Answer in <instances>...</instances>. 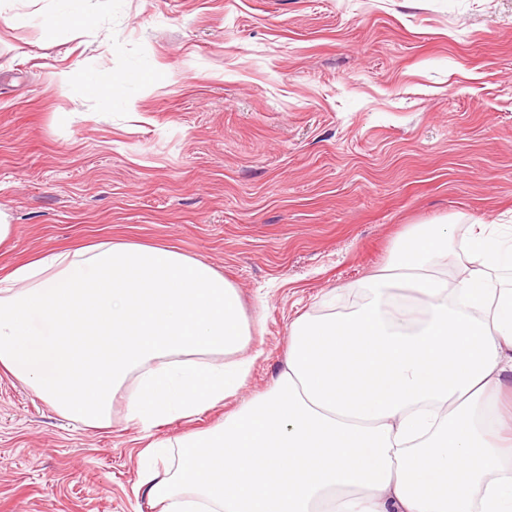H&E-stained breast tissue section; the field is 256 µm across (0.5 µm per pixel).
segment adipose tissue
I'll list each match as a JSON object with an SVG mask.
<instances>
[{"label":"adipose tissue","mask_w":512,"mask_h":512,"mask_svg":"<svg viewBox=\"0 0 512 512\" xmlns=\"http://www.w3.org/2000/svg\"><path fill=\"white\" fill-rule=\"evenodd\" d=\"M464 255L465 265L452 269ZM512 225H414L346 313L301 315L275 382L140 453L157 512H512ZM211 264L105 239L0 276V372L61 417L143 431L244 387L254 354Z\"/></svg>","instance_id":"ef3b65f1"}]
</instances>
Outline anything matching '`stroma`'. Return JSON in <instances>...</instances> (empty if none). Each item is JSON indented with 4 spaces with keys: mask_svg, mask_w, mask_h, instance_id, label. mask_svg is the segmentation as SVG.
<instances>
[{
    "mask_svg": "<svg viewBox=\"0 0 512 512\" xmlns=\"http://www.w3.org/2000/svg\"><path fill=\"white\" fill-rule=\"evenodd\" d=\"M53 0L0 8V269L112 238L233 283L262 355L193 422L62 419L0 372V512H150L148 439L202 432L277 378L291 322L351 290L415 224L512 225V0ZM71 75L61 94L56 75ZM125 81L102 109L86 75ZM59 4L56 12L46 23L50 26L68 25L89 17L92 0H55Z\"/></svg>",
    "mask_w": 512,
    "mask_h": 512,
    "instance_id": "35a3bbf8",
    "label": "stroma"
}]
</instances>
